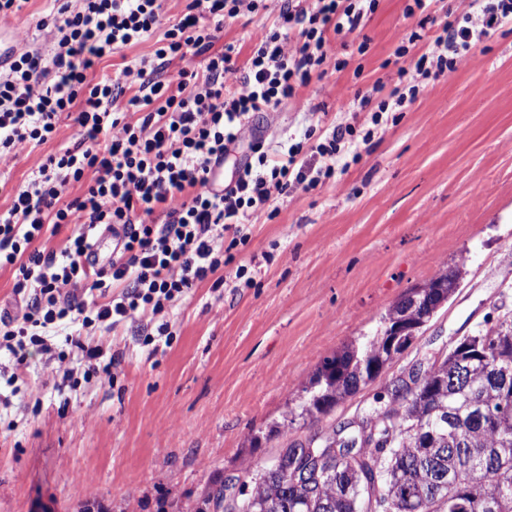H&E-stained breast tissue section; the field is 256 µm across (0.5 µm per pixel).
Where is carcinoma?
I'll use <instances>...</instances> for the list:
<instances>
[{"label": "carcinoma", "mask_w": 512, "mask_h": 512, "mask_svg": "<svg viewBox=\"0 0 512 512\" xmlns=\"http://www.w3.org/2000/svg\"><path fill=\"white\" fill-rule=\"evenodd\" d=\"M458 264L409 289L376 332L323 357L302 387L311 420L402 354L459 287ZM376 406L331 433L291 443L250 473L224 512H364L362 470L380 461L390 512H512V314L452 343L422 388L385 383Z\"/></svg>", "instance_id": "obj_1"}]
</instances>
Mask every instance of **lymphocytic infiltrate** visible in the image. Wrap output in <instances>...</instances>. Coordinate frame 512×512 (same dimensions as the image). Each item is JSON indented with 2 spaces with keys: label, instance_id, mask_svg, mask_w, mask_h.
Returning <instances> with one entry per match:
<instances>
[{
  "label": "lymphocytic infiltrate",
  "instance_id": "1",
  "mask_svg": "<svg viewBox=\"0 0 512 512\" xmlns=\"http://www.w3.org/2000/svg\"><path fill=\"white\" fill-rule=\"evenodd\" d=\"M45 2L36 29L48 52L19 30L0 66V167L53 141L60 117L82 136L40 156L0 210V270H12L20 304L18 314H0V348L22 359L36 346L68 378L75 370L67 354L46 340L52 326L70 320L108 329L151 316L158 324L138 344L152 354L171 344L169 308L205 280L223 285L219 273L249 242V226L276 218L275 198L345 174L370 149L384 115L409 111L427 84L457 72L512 21V0H467L462 14L443 22L433 0H410V23L392 37L395 80H375L348 105L371 113V127L312 125L303 140L272 145L252 116L285 105L318 111L300 89L347 69L349 57L332 44L361 32L380 0H282L244 58L219 34L263 0H186L169 26L161 0H82L76 10L68 0ZM150 39V55L90 77L96 60ZM190 54L204 57L202 69L163 79ZM234 147L241 151L234 178L212 189L215 165ZM74 186L82 189L75 197ZM65 224L78 225L77 234L63 249L49 247ZM106 232L120 247L103 261L94 247ZM234 267L236 279L247 276V266Z\"/></svg>",
  "mask_w": 512,
  "mask_h": 512
}]
</instances>
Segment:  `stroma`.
<instances>
[{"label": "stroma", "mask_w": 512, "mask_h": 512, "mask_svg": "<svg viewBox=\"0 0 512 512\" xmlns=\"http://www.w3.org/2000/svg\"><path fill=\"white\" fill-rule=\"evenodd\" d=\"M224 26V41L250 47L271 25L278 0ZM404 0H382L364 33L363 73H330L303 88L321 110L269 113L271 133L302 137L309 125L363 124L341 99L375 80ZM278 215L251 228L223 271L170 317L178 333L152 355L124 325L93 336L118 361L115 384L63 379L30 352L26 383L0 352V512H215L207 495L228 477L268 464L292 441L374 404L385 379L446 354L450 337L512 312V29L448 78L429 84L410 112L336 181L276 202ZM462 264L443 304L384 379L360 387L318 422H295L252 447L251 439L295 410L320 359L372 333L408 290ZM246 265L251 284L235 280Z\"/></svg>", "instance_id": "35a3bbf8"}]
</instances>
